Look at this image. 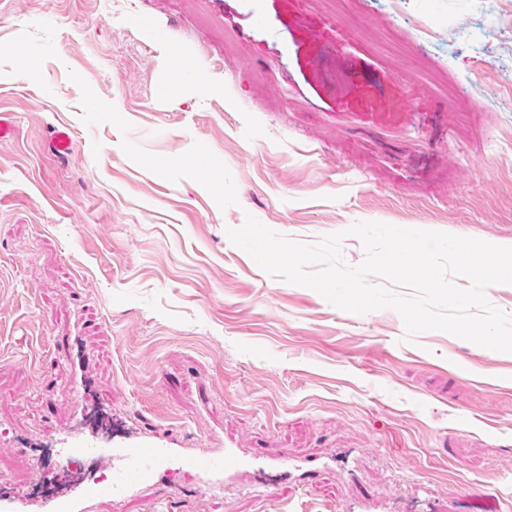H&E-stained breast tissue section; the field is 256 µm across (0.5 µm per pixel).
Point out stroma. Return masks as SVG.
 Wrapping results in <instances>:
<instances>
[{"mask_svg": "<svg viewBox=\"0 0 512 512\" xmlns=\"http://www.w3.org/2000/svg\"><path fill=\"white\" fill-rule=\"evenodd\" d=\"M1 112L0 492L78 486L70 429L328 462L177 467L91 512H512V353L341 310L227 235L341 232L350 266L360 222L512 247V0H0ZM319 468V464L313 461L295 462L288 461V459H264L263 465L257 472L264 479L265 483L273 482L271 477L266 473H274L272 477L279 478L280 480H287L288 478L307 476L312 478Z\"/></svg>", "mask_w": 512, "mask_h": 512, "instance_id": "35a3bbf8", "label": "stroma"}]
</instances>
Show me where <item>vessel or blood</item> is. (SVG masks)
<instances>
[{"mask_svg":"<svg viewBox=\"0 0 512 512\" xmlns=\"http://www.w3.org/2000/svg\"><path fill=\"white\" fill-rule=\"evenodd\" d=\"M61 444L65 457L87 454L100 457L111 473L110 482L93 480L85 484L78 495L51 499L35 506L17 497L0 494V512H87L89 504L100 498L117 500L126 497L144 483L166 484L176 465L194 471L206 485L219 484L249 466L248 459L233 448L225 449L223 455L211 456L191 453L171 444H159L145 436L115 448H102L77 436L64 437ZM262 468L285 480L314 476L318 465L312 461L267 459Z\"/></svg>","mask_w":512,"mask_h":512,"instance_id":"vessel-or-blood-1","label":"vessel or blood"}]
</instances>
